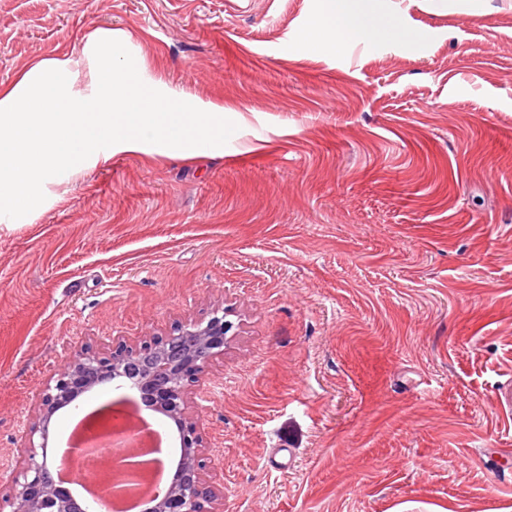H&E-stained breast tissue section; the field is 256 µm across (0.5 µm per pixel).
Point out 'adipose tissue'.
Here are the masks:
<instances>
[{"instance_id": "adipose-tissue-1", "label": "adipose tissue", "mask_w": 512, "mask_h": 512, "mask_svg": "<svg viewBox=\"0 0 512 512\" xmlns=\"http://www.w3.org/2000/svg\"><path fill=\"white\" fill-rule=\"evenodd\" d=\"M364 0H324L312 38L375 43L386 24L369 15ZM125 33L100 29L83 48L93 62L88 89H77L72 56L32 62L10 84H0V217L40 207L49 183L66 170L108 164L119 152L150 145L191 155L224 145V108L191 105L145 82L132 65L116 66Z\"/></svg>"}]
</instances>
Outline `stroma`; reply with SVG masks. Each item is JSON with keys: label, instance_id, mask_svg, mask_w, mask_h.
Returning a JSON list of instances; mask_svg holds the SVG:
<instances>
[{"label": "stroma", "instance_id": "stroma-1", "mask_svg": "<svg viewBox=\"0 0 512 512\" xmlns=\"http://www.w3.org/2000/svg\"><path fill=\"white\" fill-rule=\"evenodd\" d=\"M382 5L415 51L306 40L323 0H0V83L112 28L232 128L0 222V476L68 355L226 307L224 512H512V0Z\"/></svg>", "mask_w": 512, "mask_h": 512}]
</instances>
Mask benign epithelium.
I'll use <instances>...</instances> for the list:
<instances>
[{"label": "benign epithelium", "instance_id": "obj_1", "mask_svg": "<svg viewBox=\"0 0 512 512\" xmlns=\"http://www.w3.org/2000/svg\"><path fill=\"white\" fill-rule=\"evenodd\" d=\"M227 312L214 311L206 321L190 323L178 333L154 337L139 347L118 342L107 356L88 349L67 357L38 397L37 422L30 428L21 451L20 471L8 480L3 501L10 512H89L86 502L58 482L47 467L46 441L52 417L96 385L116 378L128 379L137 368L134 385L152 406L178 425L182 463L164 496L146 512H223L224 494L205 476L201 456L208 442L200 420L190 416L188 385L197 382L210 361L224 351L232 329ZM40 433L41 443L34 435Z\"/></svg>", "mask_w": 512, "mask_h": 512}]
</instances>
